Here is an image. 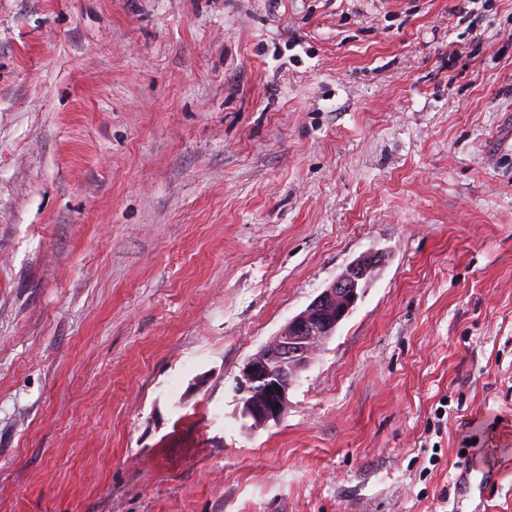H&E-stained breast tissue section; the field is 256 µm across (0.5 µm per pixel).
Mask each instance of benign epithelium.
<instances>
[{"label": "benign epithelium", "instance_id": "7a95c632", "mask_svg": "<svg viewBox=\"0 0 512 512\" xmlns=\"http://www.w3.org/2000/svg\"><path fill=\"white\" fill-rule=\"evenodd\" d=\"M381 261L373 252L355 259L305 310L288 320L267 349L244 364L237 387L243 417L256 427L284 417L288 392L310 365L314 347L335 334Z\"/></svg>", "mask_w": 512, "mask_h": 512}]
</instances>
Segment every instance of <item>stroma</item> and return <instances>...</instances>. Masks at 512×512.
Returning <instances> with one entry per match:
<instances>
[{
  "label": "stroma",
  "mask_w": 512,
  "mask_h": 512,
  "mask_svg": "<svg viewBox=\"0 0 512 512\" xmlns=\"http://www.w3.org/2000/svg\"><path fill=\"white\" fill-rule=\"evenodd\" d=\"M0 512H512V0H0ZM381 261V255L373 252L355 259L305 310L288 320L267 349L244 364L237 392L242 416L252 425L266 426L284 417L288 392L310 365L314 347L335 334Z\"/></svg>",
  "instance_id": "1"
}]
</instances>
